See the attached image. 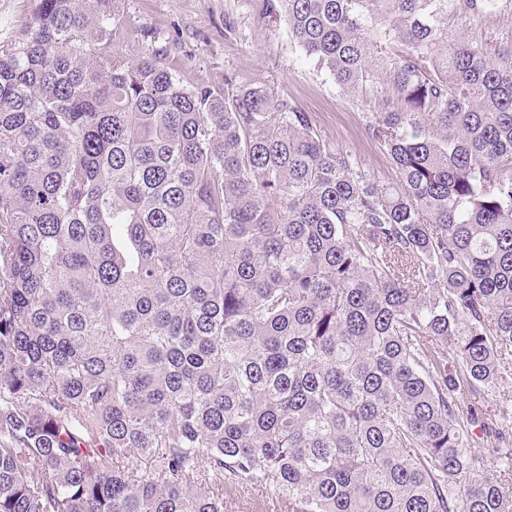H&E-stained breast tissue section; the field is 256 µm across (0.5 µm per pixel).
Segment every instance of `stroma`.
<instances>
[{
    "label": "stroma",
    "instance_id": "stroma-1",
    "mask_svg": "<svg viewBox=\"0 0 512 512\" xmlns=\"http://www.w3.org/2000/svg\"><path fill=\"white\" fill-rule=\"evenodd\" d=\"M164 53L184 86L262 82L313 114L322 133L351 152L360 169L383 182L396 178L387 157L365 133L362 109L317 71L282 20L261 16L256 0H122L114 55L135 62Z\"/></svg>",
    "mask_w": 512,
    "mask_h": 512
}]
</instances>
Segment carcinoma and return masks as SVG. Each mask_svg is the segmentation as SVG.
Listing matches in <instances>:
<instances>
[{
  "label": "carcinoma",
  "mask_w": 512,
  "mask_h": 512,
  "mask_svg": "<svg viewBox=\"0 0 512 512\" xmlns=\"http://www.w3.org/2000/svg\"><path fill=\"white\" fill-rule=\"evenodd\" d=\"M33 2L0 41V512H512V34L451 29L509 0L262 3L393 183L263 83L119 62L121 0ZM272 492L268 486L256 484L240 492L224 494V512H261L270 506Z\"/></svg>",
  "instance_id": "1"
}]
</instances>
